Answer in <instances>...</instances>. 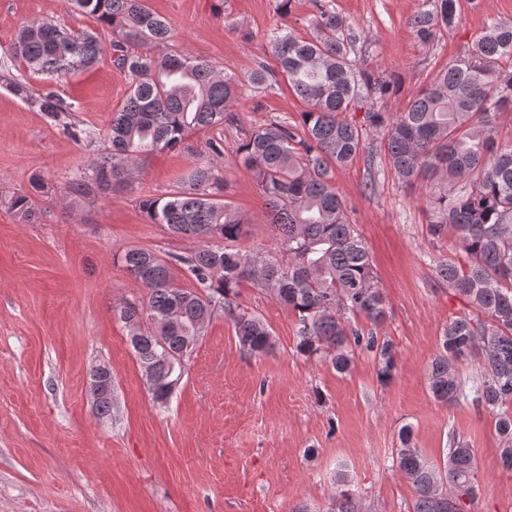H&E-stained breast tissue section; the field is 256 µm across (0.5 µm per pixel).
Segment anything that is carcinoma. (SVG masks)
Returning <instances> with one entry per match:
<instances>
[{
  "mask_svg": "<svg viewBox=\"0 0 512 512\" xmlns=\"http://www.w3.org/2000/svg\"><path fill=\"white\" fill-rule=\"evenodd\" d=\"M112 31L117 65L129 89L106 131L111 151L93 159L88 171L68 185V195L85 198L129 181L143 158L186 146L198 131L220 129L231 118L241 84L232 74L186 53H168L171 25L146 0H71ZM410 20L417 39L433 45L457 16V0H423ZM314 34L305 38L288 26L272 33L269 46L279 71L258 63L249 81L256 89L287 82L306 105L299 125L273 118L253 127L240 143L238 159L266 202V221L275 232L271 250L243 252L228 246L245 235L244 220L221 195L223 180L198 165L187 183L165 197L139 201L149 223L199 244L181 262L205 293L178 286L169 262L140 248L125 250L122 268L148 289L147 305L127 301L115 314L157 403L165 402L183 373L187 340L202 334L213 312L221 310L235 327L242 349L264 353L273 346L269 327L257 316L237 312V288L250 282L295 313L297 351L318 357L343 373L356 351L374 354L377 375L391 379L394 345L376 329L386 317L385 299L375 284L371 256L334 175L383 135L390 164L408 185L432 180L428 233L455 237L469 257L459 267L442 261L438 277L465 297L484 319L457 317L440 337L438 354L427 371L432 397L457 403L468 397L497 417L500 462L512 471V146L497 140V120L512 110V18L488 23L472 48L441 69L404 112L390 114L385 103L394 86L381 73L361 70L351 57L360 34L325 0H312ZM103 53L98 33L71 31L50 22L23 26L13 56L35 73L63 78L95 65ZM11 91L30 108L53 117L67 107L51 94L34 95L12 79ZM363 111L362 120L348 117ZM34 192H18L8 209L23 223L38 213ZM363 317L366 329L357 322ZM150 319L154 328L142 329ZM474 357L481 380L472 394L462 388L458 360ZM398 468L412 484V512H465L479 484L474 449L453 439L437 465L401 432ZM332 512H360L348 475L338 474Z\"/></svg>",
  "mask_w": 512,
  "mask_h": 512,
  "instance_id": "carcinoma-1",
  "label": "carcinoma"
}]
</instances>
